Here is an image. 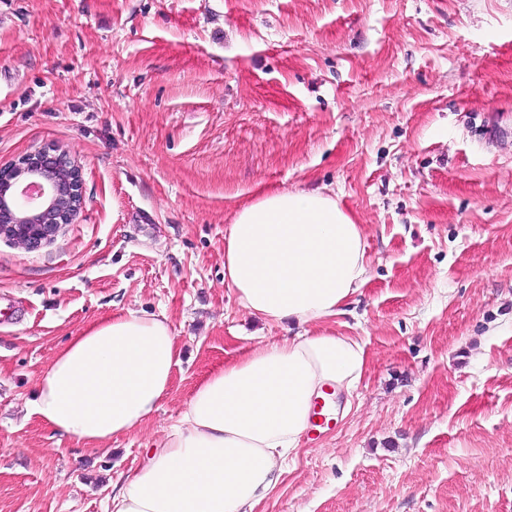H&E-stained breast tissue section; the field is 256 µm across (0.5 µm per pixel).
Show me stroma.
<instances>
[{
    "label": "stroma",
    "instance_id": "stroma-1",
    "mask_svg": "<svg viewBox=\"0 0 512 512\" xmlns=\"http://www.w3.org/2000/svg\"><path fill=\"white\" fill-rule=\"evenodd\" d=\"M46 146L83 203L0 237V512H106L205 374L287 336L224 282L266 186L362 224L328 326L367 364L255 512H512V0H0V165ZM161 309L181 356L143 425L89 446L31 414L71 336Z\"/></svg>",
    "mask_w": 512,
    "mask_h": 512
}]
</instances>
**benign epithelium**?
<instances>
[{
    "label": "benign epithelium",
    "mask_w": 512,
    "mask_h": 512,
    "mask_svg": "<svg viewBox=\"0 0 512 512\" xmlns=\"http://www.w3.org/2000/svg\"><path fill=\"white\" fill-rule=\"evenodd\" d=\"M83 201L81 177L67 153L43 147L0 166V237L28 248L51 240Z\"/></svg>",
    "instance_id": "1"
}]
</instances>
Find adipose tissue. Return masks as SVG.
<instances>
[{"label": "adipose tissue", "mask_w": 512, "mask_h": 512, "mask_svg": "<svg viewBox=\"0 0 512 512\" xmlns=\"http://www.w3.org/2000/svg\"><path fill=\"white\" fill-rule=\"evenodd\" d=\"M367 272L362 229L335 198L259 189L224 233V280L249 314L300 331L204 375L161 446L114 485L109 512H253L313 398L363 378L360 341L307 326L344 314ZM179 357L166 312L109 315L70 338L30 411L88 444L129 432L159 410Z\"/></svg>", "instance_id": "ef3b65f1"}]
</instances>
